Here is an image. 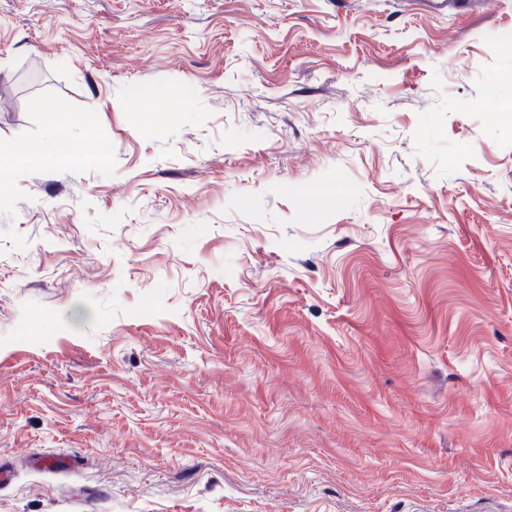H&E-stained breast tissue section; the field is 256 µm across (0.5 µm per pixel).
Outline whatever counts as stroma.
<instances>
[{
  "instance_id": "obj_1",
  "label": "stroma",
  "mask_w": 512,
  "mask_h": 512,
  "mask_svg": "<svg viewBox=\"0 0 512 512\" xmlns=\"http://www.w3.org/2000/svg\"><path fill=\"white\" fill-rule=\"evenodd\" d=\"M507 80L512 0H0V154L95 119L0 208V512H512Z\"/></svg>"
}]
</instances>
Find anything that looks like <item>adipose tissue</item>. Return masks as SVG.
Returning a JSON list of instances; mask_svg holds the SVG:
<instances>
[{
    "label": "adipose tissue",
    "mask_w": 512,
    "mask_h": 512,
    "mask_svg": "<svg viewBox=\"0 0 512 512\" xmlns=\"http://www.w3.org/2000/svg\"><path fill=\"white\" fill-rule=\"evenodd\" d=\"M90 125L89 116L65 111L60 106L56 107L54 112L49 113L46 135L42 142L22 146L14 151L12 156L0 158V207L3 208L10 204L11 187L20 168L77 160L80 153L66 141V130L73 126L87 128Z\"/></svg>",
    "instance_id": "obj_1"
}]
</instances>
